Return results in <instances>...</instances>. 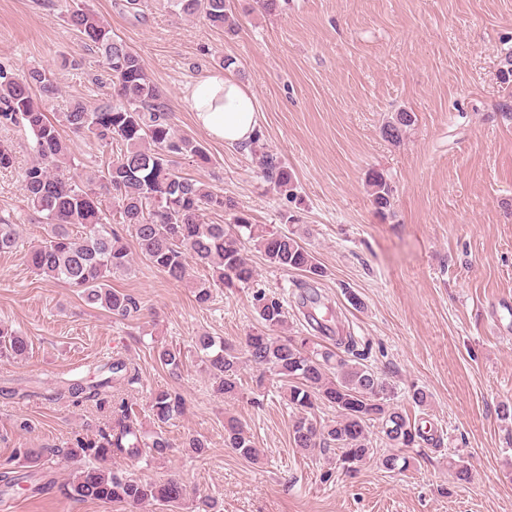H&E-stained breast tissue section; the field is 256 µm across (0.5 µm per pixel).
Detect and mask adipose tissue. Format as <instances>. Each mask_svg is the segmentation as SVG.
<instances>
[{
	"instance_id": "adipose-tissue-1",
	"label": "adipose tissue",
	"mask_w": 512,
	"mask_h": 512,
	"mask_svg": "<svg viewBox=\"0 0 512 512\" xmlns=\"http://www.w3.org/2000/svg\"><path fill=\"white\" fill-rule=\"evenodd\" d=\"M184 101L211 137L233 144L252 139L257 128L256 100L231 74L203 78L186 89Z\"/></svg>"
}]
</instances>
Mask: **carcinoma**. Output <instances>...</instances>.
<instances>
[{
	"mask_svg": "<svg viewBox=\"0 0 512 512\" xmlns=\"http://www.w3.org/2000/svg\"><path fill=\"white\" fill-rule=\"evenodd\" d=\"M173 4L178 14L199 15L227 36H235L240 30L227 0H173ZM64 15L85 47L100 54L111 78L110 101L90 110L75 100L64 113V121L73 134L104 146L113 145L116 152L102 176L83 177L69 159L60 131L45 114L43 98L61 94L50 71L34 67L18 77L0 68V126L22 123L33 135L36 161L21 173V187L29 206L50 227L48 238L29 255L35 273L78 289L87 304L125 319L139 308L131 295L109 284L112 274L131 269L133 261L126 239L115 225L127 228L143 260L174 280L185 277L190 258L211 269L212 275L199 280L193 290L199 304L210 303L218 288L253 286L256 270L245 253V244L251 243L270 265L305 277L295 304L315 318V311L322 306L317 285L326 271L314 253L295 233L267 231L251 223L233 200L182 174L178 160L204 165L210 158L197 141L175 134L172 110L151 80L141 56L114 39L92 9L67 8ZM413 123L411 113L394 112L381 134L398 143ZM260 140L257 131L240 149L254 155L258 174L265 181L294 198L288 167L274 155L258 150ZM367 185L376 212L382 217L388 215L392 187L387 178L373 170ZM99 188L112 194L111 218L97 192ZM207 211L227 214L228 222H205ZM16 246L15 225L0 218V251ZM252 298L262 330L247 336L243 346L206 335L196 340L217 392L228 398L238 394L240 364L245 360L280 378L288 383V402L293 408L290 435L295 447L321 456L334 455L336 465L347 473L375 459L368 436L373 422L378 423L389 445V453L378 458V464L389 472L409 468L407 449L423 443L433 447L440 444L434 434L412 423L401 406L391 402L392 385L363 363L355 352L354 339L336 340V345L353 354L346 359L308 336L275 337L273 332L288 322V310L280 298L263 289L256 290ZM27 349L25 337L0 325L1 358H20ZM158 360L175 371L181 364V352L162 346ZM133 380L131 364L115 359L98 365L90 380L64 382L59 393L74 402L93 398L104 405L116 385ZM319 403L336 411L335 420H317L315 406ZM182 408V399L167 391L156 393L151 401L152 415L160 423L179 415ZM224 443L246 459L259 456L246 425L235 416L224 420ZM170 447L172 444L161 434L146 438L132 407L121 401L112 405V425L100 434V439H78L66 454L107 462L114 456L162 457ZM48 475L42 466L32 472L3 471L0 486L7 491L25 483L35 494L43 489ZM62 491L74 500L90 498L131 505L149 501L177 504L186 495L175 478L157 482L102 467L84 468L62 486Z\"/></svg>",
	"mask_w": 512,
	"mask_h": 512,
	"instance_id": "1",
	"label": "carcinoma"
}]
</instances>
